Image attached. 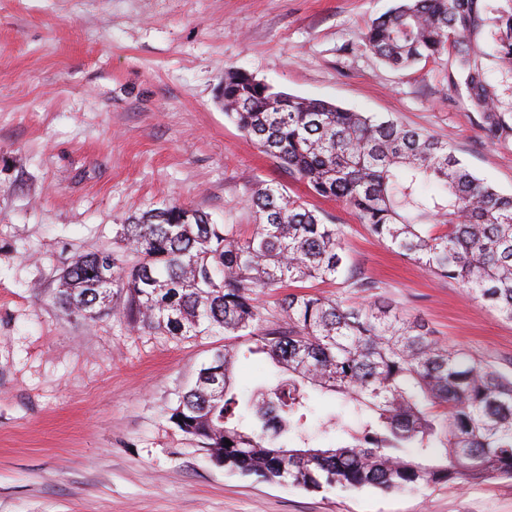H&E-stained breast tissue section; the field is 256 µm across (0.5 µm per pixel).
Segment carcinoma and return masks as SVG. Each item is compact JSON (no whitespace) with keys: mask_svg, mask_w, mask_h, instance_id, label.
Returning <instances> with one entry per match:
<instances>
[{"mask_svg":"<svg viewBox=\"0 0 512 512\" xmlns=\"http://www.w3.org/2000/svg\"><path fill=\"white\" fill-rule=\"evenodd\" d=\"M512 67V6L497 0H398L365 34L395 69L451 57V83L481 109L491 140L512 133L494 104L480 40ZM224 112L249 141L279 159L318 196L350 207L387 247L512 320V194L476 176L448 143L287 95L230 69ZM256 224H213L204 212L165 204L120 225L112 249L62 272L56 306L94 321L121 303L134 328L176 338L222 335L169 419L224 467L319 490L414 492L459 479H512V371L439 342L425 323L371 296L377 284L344 267L338 224L277 182L252 189ZM342 279L343 297L289 292L273 314L263 289ZM278 370L247 397L235 387L239 357ZM342 395L360 417L327 416L311 445L314 393ZM232 445H227L224 440Z\"/></svg>","mask_w":512,"mask_h":512,"instance_id":"cac0c4a2","label":"carcinoma"}]
</instances>
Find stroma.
Returning <instances> with one entry per match:
<instances>
[{"label": "stroma", "instance_id": "stroma-1", "mask_svg": "<svg viewBox=\"0 0 512 512\" xmlns=\"http://www.w3.org/2000/svg\"><path fill=\"white\" fill-rule=\"evenodd\" d=\"M394 0H0V512H512V480L311 491L224 469L168 419L220 336L175 340L61 312L60 273L170 201L252 230L274 180L342 225L345 261L448 345L512 368V321L392 251L249 142L224 72L447 142L512 193L447 56L399 71L365 45Z\"/></svg>", "mask_w": 512, "mask_h": 512}]
</instances>
